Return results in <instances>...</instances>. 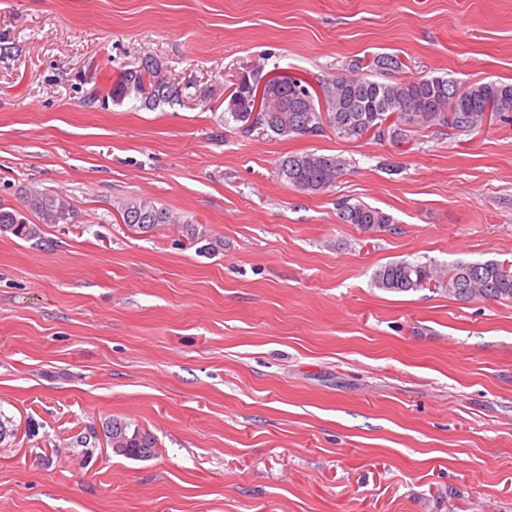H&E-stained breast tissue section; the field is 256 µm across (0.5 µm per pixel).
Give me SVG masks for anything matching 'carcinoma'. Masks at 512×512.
<instances>
[{
	"label": "carcinoma",
	"mask_w": 512,
	"mask_h": 512,
	"mask_svg": "<svg viewBox=\"0 0 512 512\" xmlns=\"http://www.w3.org/2000/svg\"><path fill=\"white\" fill-rule=\"evenodd\" d=\"M160 66L157 60L146 58L140 66L121 71L112 87H96L94 95L105 91L116 102L139 96L146 106L181 100L183 88ZM402 69L403 62L394 54L376 55L367 66L360 60L355 61L350 74L323 83L324 112L315 96L288 83L268 87L267 109L256 114L250 106L248 85L260 81L261 77L256 73L244 74L227 97L224 125L240 123L247 132L259 129L278 136L285 126L291 135L317 136L327 125L343 138L358 139L367 133L389 131L392 137L399 139L408 128H429L445 123L464 132L473 131L482 123L484 109L490 101L503 119L512 116V83H476L461 91L454 82L441 77L423 75L392 82L375 79L377 75ZM390 117L393 121L388 124L386 120ZM344 169L345 161L337 156L293 153L279 162L278 176L294 189L321 193L336 186ZM22 195L25 206L38 218L39 224H68L74 218V210L54 192L30 188L23 190ZM336 206L344 224L373 232L393 230L389 214L363 201L343 198ZM118 212L131 231L147 233L166 224L180 223L189 240L199 239L194 222H183L168 208L159 207L146 198L123 199L118 204ZM0 231L32 240L39 236L40 228L38 224L28 223L27 217L18 210L1 206ZM448 271L455 273V278L448 283V294L458 301L512 300V275H504L502 265L497 262H459ZM425 275L431 279L437 277V267L431 263L393 261L380 266L372 280L376 287L385 291L405 293L424 288L422 277ZM105 437L112 441V446L129 449L127 457L131 459L142 457V448H156V440L150 433L136 427L132 429L121 420L114 419L106 426Z\"/></svg>",
	"instance_id": "carcinoma-1"
}]
</instances>
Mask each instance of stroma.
I'll use <instances>...</instances> for the list:
<instances>
[{"mask_svg": "<svg viewBox=\"0 0 512 512\" xmlns=\"http://www.w3.org/2000/svg\"><path fill=\"white\" fill-rule=\"evenodd\" d=\"M381 53L512 83V0H0V205L34 187L75 214L0 232V512H512V300L372 283L512 262V121L399 142L224 125L243 74L317 87ZM147 57L188 98L93 96ZM303 152L345 159L333 189L280 179ZM129 196L212 252L130 231ZM345 197L394 231L341 223ZM115 418L154 455H113ZM117 209L123 224L131 231L147 233L166 224H182L191 242L199 239V232L193 221H181L171 210L158 207L147 198L127 197L119 202ZM437 267L431 263H412L409 261H393L380 266L373 273V283L377 288L388 292L405 293L418 291L427 285L428 275L430 279L437 278Z\"/></svg>", "mask_w": 512, "mask_h": 512, "instance_id": "35a3bbf8", "label": "stroma"}]
</instances>
